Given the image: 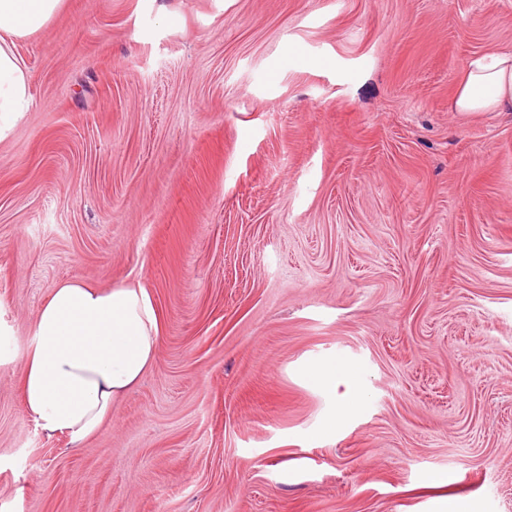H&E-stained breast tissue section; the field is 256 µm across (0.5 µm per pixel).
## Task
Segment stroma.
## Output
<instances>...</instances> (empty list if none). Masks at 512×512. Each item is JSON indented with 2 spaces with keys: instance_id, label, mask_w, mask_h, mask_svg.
I'll return each instance as SVG.
<instances>
[{
  "instance_id": "stroma-1",
  "label": "stroma",
  "mask_w": 512,
  "mask_h": 512,
  "mask_svg": "<svg viewBox=\"0 0 512 512\" xmlns=\"http://www.w3.org/2000/svg\"><path fill=\"white\" fill-rule=\"evenodd\" d=\"M512 0H63L0 141V512H512ZM65 280L155 365L78 451L25 410ZM340 358L361 411L306 374ZM450 108L453 112H508L512 109V52L472 59L460 74Z\"/></svg>"
}]
</instances>
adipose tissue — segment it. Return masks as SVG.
I'll return each mask as SVG.
<instances>
[{"mask_svg": "<svg viewBox=\"0 0 512 512\" xmlns=\"http://www.w3.org/2000/svg\"><path fill=\"white\" fill-rule=\"evenodd\" d=\"M62 2L0 0V141L11 135L26 103L29 74L15 43L42 29ZM450 108L464 114L511 110L512 52L472 59L458 78ZM161 330L156 301L142 286L59 283L33 320L23 354L28 415L47 435L83 448L153 367ZM307 374L336 391V420L360 410L354 366L324 362Z\"/></svg>", "mask_w": 512, "mask_h": 512, "instance_id": "ef3b65f1", "label": "adipose tissue"}]
</instances>
